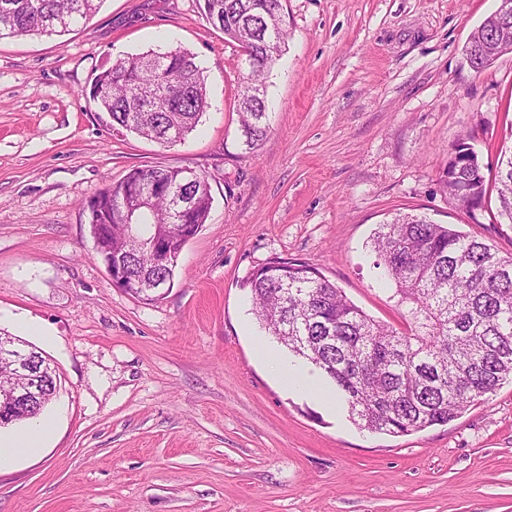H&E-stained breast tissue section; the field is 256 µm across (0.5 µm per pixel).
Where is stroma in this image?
I'll list each match as a JSON object with an SVG mask.
<instances>
[{
	"label": "stroma",
	"instance_id": "35a3bbf8",
	"mask_svg": "<svg viewBox=\"0 0 512 512\" xmlns=\"http://www.w3.org/2000/svg\"><path fill=\"white\" fill-rule=\"evenodd\" d=\"M500 0H283L266 138L245 149L239 45L199 0H104L63 36L0 39V329L60 375L37 454L0 464V512H512V382L443 426L372 434L344 402L288 388L243 281L270 259L318 268L375 320L408 324L370 240L397 212L512 253L495 200L447 193L472 137L494 180L512 135V53L464 49ZM193 53L209 106L169 147L111 127L94 75L149 50ZM213 197L157 301L113 285L86 201L145 166Z\"/></svg>",
	"mask_w": 512,
	"mask_h": 512
}]
</instances>
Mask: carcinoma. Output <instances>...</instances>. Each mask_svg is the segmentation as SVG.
<instances>
[{
  "label": "carcinoma",
  "mask_w": 512,
  "mask_h": 512,
  "mask_svg": "<svg viewBox=\"0 0 512 512\" xmlns=\"http://www.w3.org/2000/svg\"><path fill=\"white\" fill-rule=\"evenodd\" d=\"M103 0H0V39L33 34L63 35L97 12ZM202 15L253 59L239 97L244 144L254 148L267 134L265 78L278 57H269L267 37L285 50L282 0H203ZM496 18L488 16L468 42L470 66L492 65L485 46L494 40ZM184 85L185 93L153 112L141 111V95L162 86ZM90 99L120 127L164 147L169 132L182 141L208 108L206 82L193 54L176 48L116 60L92 79ZM465 180L487 195L485 172L462 168L447 191ZM155 188L152 210L159 223L172 207L162 187L180 186L174 167L131 170L99 189L104 204L91 225L96 252L125 260L129 276L174 285L183 247L201 230L211 208L207 179L185 188L191 205L170 223L165 247L152 251L144 234L117 218L116 202L131 187ZM499 223L512 224V146L497 164ZM374 262L405 307L410 331L379 323L347 298L312 265L274 258L247 280L253 311L269 334L293 354L315 364L348 405L362 430L408 435L445 425L469 406L512 380V255L425 217L397 213L374 233Z\"/></svg>",
  "instance_id": "cac0c4a2"
}]
</instances>
